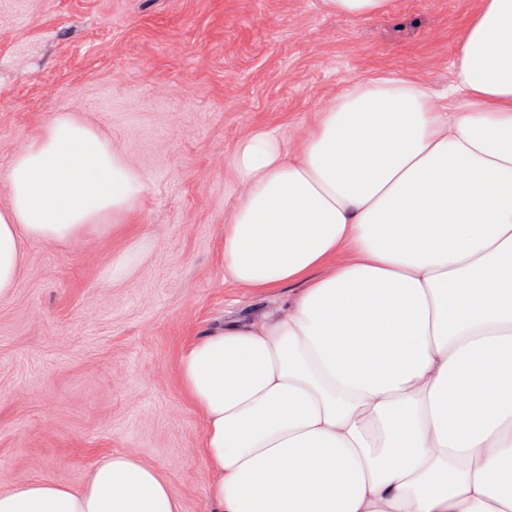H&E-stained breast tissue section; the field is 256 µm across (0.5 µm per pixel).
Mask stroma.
Segmentation results:
<instances>
[{"label": "stroma", "mask_w": 512, "mask_h": 512, "mask_svg": "<svg viewBox=\"0 0 512 512\" xmlns=\"http://www.w3.org/2000/svg\"><path fill=\"white\" fill-rule=\"evenodd\" d=\"M477 0H390L355 21L323 0H0V207L14 155L60 112L141 173L135 220L67 244L29 241L0 298V491L83 485L104 454L155 469L180 512H213L205 417L182 350L275 299L224 279L228 163L262 128L297 142L352 78L447 87ZM140 254L125 276L112 267Z\"/></svg>", "instance_id": "obj_1"}]
</instances>
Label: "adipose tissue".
Returning a JSON list of instances; mask_svg holds the SVG:
<instances>
[{
	"instance_id": "ef3b65f1",
	"label": "adipose tissue",
	"mask_w": 512,
	"mask_h": 512,
	"mask_svg": "<svg viewBox=\"0 0 512 512\" xmlns=\"http://www.w3.org/2000/svg\"><path fill=\"white\" fill-rule=\"evenodd\" d=\"M438 90L391 72L348 82L297 148L243 141L224 278L276 314L190 345L216 512H512V0H480ZM0 298L29 240L127 224L141 174L56 114L12 159ZM0 512H179L124 454L81 490L24 481Z\"/></svg>"
}]
</instances>
